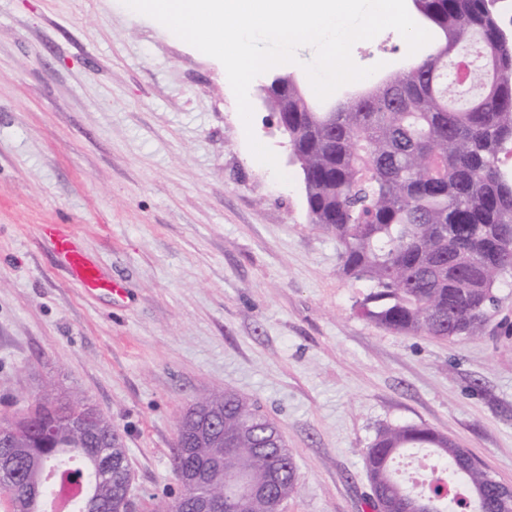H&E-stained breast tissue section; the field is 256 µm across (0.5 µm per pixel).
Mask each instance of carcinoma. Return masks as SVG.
Segmentation results:
<instances>
[{
	"mask_svg": "<svg viewBox=\"0 0 512 512\" xmlns=\"http://www.w3.org/2000/svg\"><path fill=\"white\" fill-rule=\"evenodd\" d=\"M435 26L433 49L396 76L391 94L377 84L334 112L309 111L293 88L274 90L269 107L288 118V143L305 183L310 222L342 245V271L370 291L356 300L363 319L406 335L455 342L476 337L512 275V173L501 154L512 144V33L499 0H419ZM200 411L218 405L224 431L243 434L225 456L230 476L263 483L288 495L298 486L293 454L279 426L239 395L199 398ZM85 401L45 392L15 419V441L0 445L10 466L0 491L21 512H44L52 485L27 488L32 469L61 477L78 466L97 493L80 512H110L112 478L98 459L127 461L112 445V421L97 417L89 434L71 420ZM408 448H430L439 466L427 486L407 485L396 461ZM434 430L416 425L380 428L365 454L369 507L391 500L417 512L435 494V512H500L489 473ZM194 492L180 493L160 512H186Z\"/></svg>",
	"mask_w": 512,
	"mask_h": 512,
	"instance_id": "obj_1",
	"label": "carcinoma"
}]
</instances>
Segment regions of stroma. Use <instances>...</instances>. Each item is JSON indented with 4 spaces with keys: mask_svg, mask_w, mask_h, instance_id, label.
I'll return each instance as SVG.
<instances>
[{
    "mask_svg": "<svg viewBox=\"0 0 512 512\" xmlns=\"http://www.w3.org/2000/svg\"><path fill=\"white\" fill-rule=\"evenodd\" d=\"M351 54L408 58L392 29ZM271 78L250 84L247 127L223 65L121 0H0V416L49 384L88 399L127 448L133 512L179 494L181 417L227 390L293 451L285 512H370L364 454L387 424L445 435L512 486V283L455 343L358 316L367 288L309 220ZM42 224L69 225L122 295L87 291Z\"/></svg>",
    "mask_w": 512,
    "mask_h": 512,
    "instance_id": "obj_1",
    "label": "stroma"
}]
</instances>
